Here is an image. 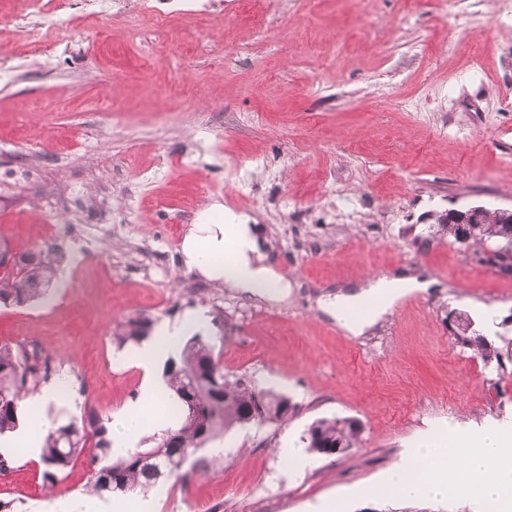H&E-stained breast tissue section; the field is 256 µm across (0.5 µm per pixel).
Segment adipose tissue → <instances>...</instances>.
I'll use <instances>...</instances> for the list:
<instances>
[{"label": "adipose tissue", "instance_id": "1", "mask_svg": "<svg viewBox=\"0 0 512 512\" xmlns=\"http://www.w3.org/2000/svg\"><path fill=\"white\" fill-rule=\"evenodd\" d=\"M181 259L191 270L212 281L230 283L250 296L282 300L288 296V283L264 262L257 229L243 212L225 211L223 222L200 215L181 243ZM427 282L405 276H383L362 284L359 291L336 296L324 303L322 310L353 336L383 316L392 313L406 295L423 292ZM209 317L205 311L186 314L178 323L156 325L149 341L136 351L145 374L165 362L187 336L205 332ZM153 381H146L141 397L132 405L113 414L112 442L122 447L136 440L142 424L156 405ZM75 392L69 376L43 385L22 405L32 427L44 431L49 423L45 405L73 401ZM454 453L444 452L438 437H421L406 450L401 460L378 483L368 488L372 497L400 500L438 499L449 491L463 496L471 512H512V430L489 424L479 433L461 431L449 425Z\"/></svg>", "mask_w": 512, "mask_h": 512}]
</instances>
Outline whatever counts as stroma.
Instances as JSON below:
<instances>
[{
	"instance_id": "obj_1",
	"label": "stroma",
	"mask_w": 512,
	"mask_h": 512,
	"mask_svg": "<svg viewBox=\"0 0 512 512\" xmlns=\"http://www.w3.org/2000/svg\"><path fill=\"white\" fill-rule=\"evenodd\" d=\"M130 21L68 0L67 24L0 0V242L58 268L45 300L0 305V345H36L82 393L49 405L58 423L103 418L136 400L143 371L118 325L173 322L205 309L225 374L288 396L286 421L251 423L197 451L187 481L158 483L159 512H467L456 497L361 496L423 434L449 423L512 424V273L492 245L465 247L437 218L512 205V25L485 0L477 30L459 4L424 0H223L201 16L173 0ZM165 15L158 30L155 14ZM34 41L55 43L46 60ZM212 204L262 228L288 281L286 300L242 296L185 271L183 237ZM404 273L433 282L363 335L346 334L323 299ZM468 317L501 354L457 342ZM356 421L354 448L279 450L322 418ZM14 435L12 512L65 499L115 512L91 489L93 449L55 480Z\"/></svg>"
}]
</instances>
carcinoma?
<instances>
[{"label": "carcinoma", "mask_w": 512, "mask_h": 512, "mask_svg": "<svg viewBox=\"0 0 512 512\" xmlns=\"http://www.w3.org/2000/svg\"><path fill=\"white\" fill-rule=\"evenodd\" d=\"M505 224H482L473 242H499L508 245ZM18 275L0 276V305H24L42 298L56 271L51 262L37 252L17 255ZM151 320L139 316L121 325L120 342H141L149 337ZM470 324L460 325L458 343L488 363L499 359L489 341L469 332ZM57 376L50 359L36 348L24 344L0 346V438L25 425L21 400ZM163 401L166 412L176 419V427L153 437L150 448H135L113 457L108 420L90 413L80 421L70 420L51 428L43 437L41 458L47 475L56 476L87 444L96 448L92 488L99 494L126 496L145 492L159 481L185 477L192 455L224 432L251 421L275 423L288 419V397L272 390L257 389L244 377L229 378L214 354L212 337H188L175 355L163 365ZM356 421L346 418H321L303 437L311 453L336 455V448L350 449L357 443Z\"/></svg>", "instance_id": "obj_1"}]
</instances>
